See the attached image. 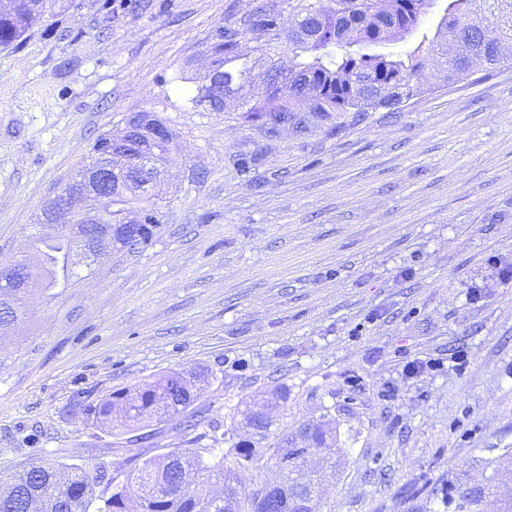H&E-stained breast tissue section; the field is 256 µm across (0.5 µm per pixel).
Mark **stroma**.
I'll use <instances>...</instances> for the list:
<instances>
[{
    "instance_id": "stroma-1",
    "label": "stroma",
    "mask_w": 512,
    "mask_h": 512,
    "mask_svg": "<svg viewBox=\"0 0 512 512\" xmlns=\"http://www.w3.org/2000/svg\"><path fill=\"white\" fill-rule=\"evenodd\" d=\"M256 4L154 0L105 30L99 0H57L0 51V262L99 135L138 112L179 133L152 243L30 295L0 333V477L39 458L112 473L206 448L243 399L280 386L271 430L308 448L317 512H449L437 488H512V64L450 88L430 66L399 112L269 139L181 100L213 30ZM242 154L259 157L260 187L238 176ZM183 367L202 374L186 419L133 442L87 418ZM348 395L335 446L309 447L298 428Z\"/></svg>"
}]
</instances>
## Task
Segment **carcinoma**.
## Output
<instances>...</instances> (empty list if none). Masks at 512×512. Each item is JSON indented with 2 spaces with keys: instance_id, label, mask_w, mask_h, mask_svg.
Here are the masks:
<instances>
[{
  "instance_id": "cac0c4a2",
  "label": "carcinoma",
  "mask_w": 512,
  "mask_h": 512,
  "mask_svg": "<svg viewBox=\"0 0 512 512\" xmlns=\"http://www.w3.org/2000/svg\"><path fill=\"white\" fill-rule=\"evenodd\" d=\"M49 0H0V47L20 43L47 12ZM432 0H281L278 5L261 2L247 29L226 24L211 35L210 67L214 78L224 83V93L241 103L244 111L260 123L264 134L275 138L291 128L297 134L307 130L305 108L323 119L332 112H350L359 122L380 109L397 111L404 99L423 93L418 76L429 57L444 56L439 80L459 83L479 71L499 65V44L512 43V0H448L429 46L419 43L404 54L374 52V48L401 42L416 33ZM294 16L288 31V64L276 58L282 11ZM488 18V35L476 33L469 24ZM252 34L260 55L254 59L239 52L240 39ZM275 70L263 80L264 91L254 94L255 70L262 64ZM209 112L224 111V103L210 98L207 82L196 87L189 98ZM140 123L161 125L166 137L155 145L153 161H169L177 131L151 112ZM158 194L138 187L111 189L93 204L97 222L121 225L119 249L132 251L148 245L162 224ZM131 212L153 220L145 230L122 226ZM32 246L42 262L39 290L67 288L79 276L72 261L80 246L66 237H32ZM197 372L174 369L154 380H143L118 389L101 403L90 407L96 424L110 432L145 429L173 420L189 411L196 394ZM288 392L274 389L244 402L243 420L255 418L254 405L271 400L286 401ZM306 424L302 433L320 447L336 442V418L332 410ZM262 447L236 439L233 430L212 437L211 448H183L179 451L138 458L126 473L118 492L109 497L95 494L105 479V469L56 465L36 461L19 472L0 479V512H225L229 500L234 512H257L261 489L246 491L234 484L238 469L257 468L270 461L281 466L280 448L293 443L287 435L271 432L270 424L255 434ZM304 479L286 472L282 485L272 487L279 498L280 512H296L294 495ZM441 498L459 500L458 508L474 512L485 491L439 489Z\"/></svg>"
}]
</instances>
